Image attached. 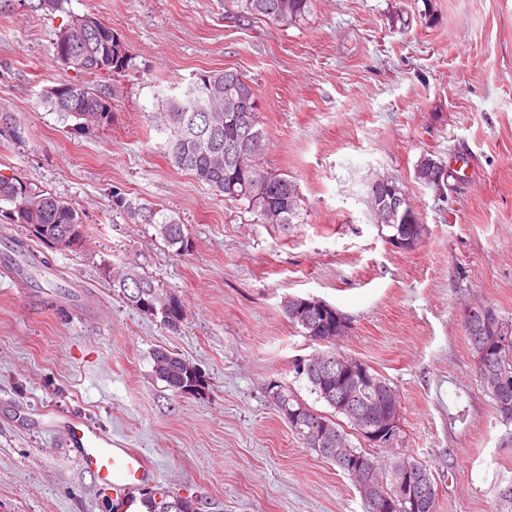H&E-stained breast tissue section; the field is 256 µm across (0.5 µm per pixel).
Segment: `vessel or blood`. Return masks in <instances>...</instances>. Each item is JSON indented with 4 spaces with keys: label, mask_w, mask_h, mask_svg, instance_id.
Segmentation results:
<instances>
[{
    "label": "vessel or blood",
    "mask_w": 512,
    "mask_h": 512,
    "mask_svg": "<svg viewBox=\"0 0 512 512\" xmlns=\"http://www.w3.org/2000/svg\"><path fill=\"white\" fill-rule=\"evenodd\" d=\"M65 445L76 465L97 483L133 493L156 475L144 451L121 447L112 435L83 422L64 426Z\"/></svg>",
    "instance_id": "1"
}]
</instances>
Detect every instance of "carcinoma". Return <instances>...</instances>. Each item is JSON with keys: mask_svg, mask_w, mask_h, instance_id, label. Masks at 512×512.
Instances as JSON below:
<instances>
[{"mask_svg": "<svg viewBox=\"0 0 512 512\" xmlns=\"http://www.w3.org/2000/svg\"><path fill=\"white\" fill-rule=\"evenodd\" d=\"M66 0H37L31 5L34 10L49 14L64 11ZM235 12L265 22L293 25L306 17L312 9V0H229ZM66 12V11H64ZM67 21L54 32L52 46L54 55L66 70L75 76L58 79L55 85L44 90L43 102L58 112L62 119L75 121L74 128L89 126L106 127L112 121V93L107 90H91L80 81L82 75L111 77L125 72L133 66L134 57L127 46L108 37L112 28L91 13L66 12ZM236 69L203 71L179 97L168 99L165 109L151 115L150 122L158 131L167 134L165 155L170 163L193 173L195 178L224 200L243 206L256 224L286 226L298 218L301 196L297 183L284 173L265 169L260 159L267 150V137L260 115L250 112L247 123L234 128L224 123L226 114L237 106L241 99L255 98L251 79L237 83L227 80L236 74ZM20 121L12 108L0 101V135L19 134ZM445 175L439 166L420 161L416 178L427 184ZM387 195V185L371 184L368 206L375 223L381 227L379 204ZM130 217L151 224L156 234L179 253L192 247L186 225L171 219L154 221L152 211L145 207L132 208ZM0 222L29 228L39 224L41 228L29 235L41 241H54L62 249L77 251L89 238L88 226L82 215L69 203L30 182L0 174ZM107 282L112 293L130 307L151 316H161V321L170 330L176 331L183 321L182 302L172 304L176 293L138 271L134 265L110 268ZM304 298L292 296L284 303V310L293 325L310 340L324 341L325 349L318 350L308 359L309 367L302 373L317 397L333 409L327 416L307 408L295 395L282 387L283 398H272L278 412L288 408L296 412L298 421H288V427L303 447L335 465L343 474L349 471L336 459V444L324 445L317 440V433L326 429L332 437L343 441L349 448L364 457L373 468L372 480L385 494L396 492L400 481L402 464L406 461L416 468L419 482L433 486L430 494L415 506L396 502L391 512H439L436 481L431 467L414 456L397 452L388 461L376 457L364 448L354 446L344 425L337 421L341 416L347 425L358 430L357 423L345 412L336 409V374L326 369L324 358L340 354L336 340V322L323 318H312L301 313ZM468 349L474 360H479L482 349L489 350L497 360V368L512 379V333L505 336L496 322L477 316L471 323H461ZM156 378L165 382L176 393L195 391L189 385L191 377L187 360L166 350L153 354ZM483 389L491 397L502 422L512 424V385L508 390L496 392L490 387L481 367H476ZM171 503L170 512H199L194 499L182 497L164 488L145 493L143 503L147 512H160L156 496Z\"/></svg>", "mask_w": 512, "mask_h": 512, "instance_id": "carcinoma-1", "label": "carcinoma"}]
</instances>
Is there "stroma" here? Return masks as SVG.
<instances>
[{"instance_id": "35a3bbf8", "label": "stroma", "mask_w": 512, "mask_h": 512, "mask_svg": "<svg viewBox=\"0 0 512 512\" xmlns=\"http://www.w3.org/2000/svg\"><path fill=\"white\" fill-rule=\"evenodd\" d=\"M71 12L95 14L134 56L111 82L86 80L112 90L104 128L75 130L41 101L65 74L50 37ZM224 68L252 81L267 168L299 185L288 228L253 223L172 166L145 119L158 92ZM0 100L21 122L20 137L0 136V173L91 229L77 251L37 242L49 267L29 269L26 287L0 274V512L117 504L69 458L54 414L145 450L157 486L202 512H365L266 393L276 380L329 410L295 372L316 345L288 319L291 296L348 318L339 348L395 390L399 445L430 465L440 512H496L512 424L481 386L460 313L485 303L512 318V0H313L292 26L233 19L224 0H67L50 16L0 0ZM426 156L447 169L443 194L414 177ZM381 175L426 227L414 250L392 247L369 214ZM129 204L185 224L190 251L131 222ZM128 262L180 296L178 331L113 295L105 269ZM159 349L194 364L205 390L156 379Z\"/></svg>"}]
</instances>
